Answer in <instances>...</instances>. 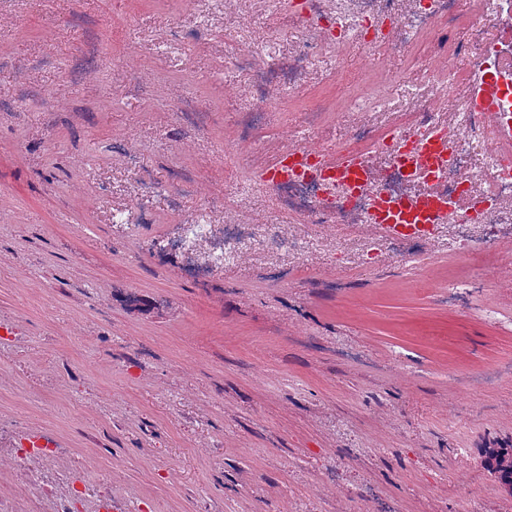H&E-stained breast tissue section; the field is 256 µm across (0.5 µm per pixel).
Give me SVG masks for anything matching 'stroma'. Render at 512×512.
Wrapping results in <instances>:
<instances>
[{"mask_svg": "<svg viewBox=\"0 0 512 512\" xmlns=\"http://www.w3.org/2000/svg\"><path fill=\"white\" fill-rule=\"evenodd\" d=\"M223 3L0 0V336L24 341L0 345V422L56 433L71 469L93 454L112 512H512L479 456L512 446V274L485 280L444 231L420 262L357 268L348 226L242 189L243 162L321 100L319 137L344 139L368 59L334 84L312 72L250 147L231 44L282 63L293 34L275 0ZM186 99L222 121L186 126ZM144 176L150 224L112 233ZM236 193L293 255L255 245L204 281L157 259L171 225ZM42 480L0 454V494L36 500Z\"/></svg>", "mask_w": 512, "mask_h": 512, "instance_id": "stroma-1", "label": "stroma"}]
</instances>
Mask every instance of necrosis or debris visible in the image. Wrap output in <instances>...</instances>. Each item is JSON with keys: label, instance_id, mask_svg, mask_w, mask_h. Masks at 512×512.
<instances>
[{"label": "necrosis or debris", "instance_id": "necrosis-or-debris-1", "mask_svg": "<svg viewBox=\"0 0 512 512\" xmlns=\"http://www.w3.org/2000/svg\"><path fill=\"white\" fill-rule=\"evenodd\" d=\"M403 0H306L301 12L288 19L301 30V42L290 55L287 69L272 68L255 52L232 62V69L252 73L251 106L239 125L245 140L261 136L259 115L281 101L282 86L302 87L319 52L335 51L340 65L326 73L329 81L347 76L351 50L367 51L382 79L374 96L360 101V120L350 125L348 145H327L334 157L352 154L370 171L372 186H385L389 197L413 200L436 198L448 205V236L455 248L482 250L488 243L512 247V0H422L402 9ZM462 27L456 42L438 40L432 56L437 80L429 86H410L403 99L390 89L401 77L390 69L396 53L412 47L417 38L447 28ZM435 133L447 149L444 178L418 181L399 166L390 144L394 135L416 137ZM322 158L308 162V172L273 183L289 217L307 224H366L372 211L368 193L348 194L329 185ZM256 225L246 222L181 225L167 238L169 255L181 256L189 276L200 277L212 266L234 259L254 238ZM425 233L391 236L386 247L367 249L363 263H409L420 256ZM64 450L50 435L27 437L17 458L19 468L41 462L56 470L57 482L43 492L42 512H74L67 486L88 483L95 459L81 472L57 470Z\"/></svg>", "mask_w": 512, "mask_h": 512}]
</instances>
